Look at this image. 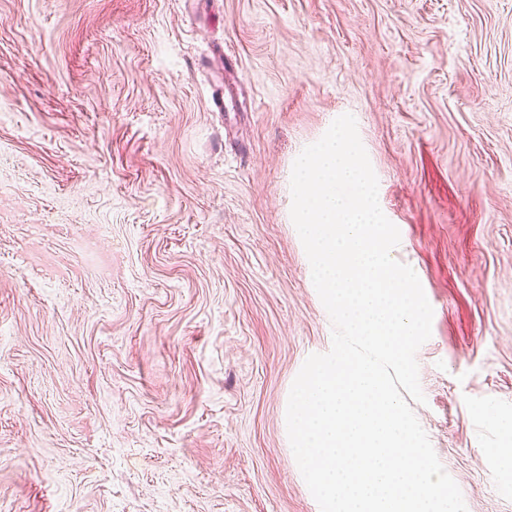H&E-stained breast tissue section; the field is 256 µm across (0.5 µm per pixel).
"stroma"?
Segmentation results:
<instances>
[{
  "label": "stroma",
  "mask_w": 512,
  "mask_h": 512,
  "mask_svg": "<svg viewBox=\"0 0 512 512\" xmlns=\"http://www.w3.org/2000/svg\"><path fill=\"white\" fill-rule=\"evenodd\" d=\"M345 113L433 308L412 409L512 512V0H0V512H320L291 173Z\"/></svg>",
  "instance_id": "obj_1"
}]
</instances>
